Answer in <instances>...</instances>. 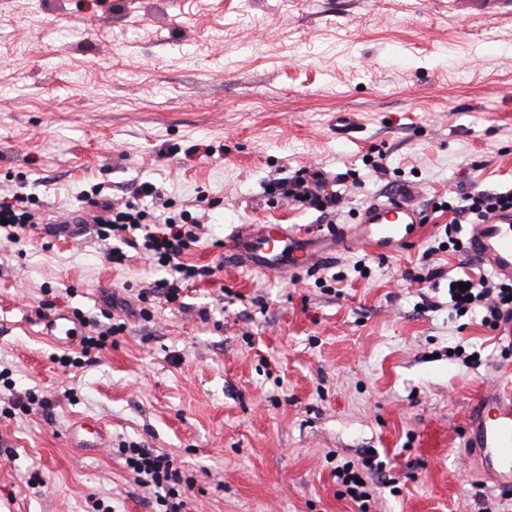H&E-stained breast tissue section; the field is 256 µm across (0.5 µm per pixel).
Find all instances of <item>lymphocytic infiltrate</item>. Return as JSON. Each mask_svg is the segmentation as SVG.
<instances>
[{
  "label": "lymphocytic infiltrate",
  "mask_w": 512,
  "mask_h": 512,
  "mask_svg": "<svg viewBox=\"0 0 512 512\" xmlns=\"http://www.w3.org/2000/svg\"><path fill=\"white\" fill-rule=\"evenodd\" d=\"M268 190L270 194L325 215L332 213L339 201L336 190L330 188L328 179L319 172L274 181L269 184ZM137 195V200L117 204L102 195L96 184L83 193L84 199L94 209L90 222L96 236L112 244L107 253L110 260H123L125 248L130 247L155 259L160 267L167 269V277L154 281L152 287L141 289L138 300L144 302L152 297H162L167 302H176L180 298L182 282L202 280L213 274L209 266H196L181 260L185 250L199 240L197 230L200 219L187 210L170 212L163 219H156L154 213L141 204L142 199L159 197L160 191L152 182L141 183ZM30 204L28 195L19 191L11 197L0 199V239L20 242L26 230L37 228L42 223V216L33 212ZM508 207L512 208V188L501 192L465 191L458 197L438 203V211L450 215L445 227L446 249L458 251L461 225L477 223ZM153 222L158 225L154 231L149 228ZM464 282V287L448 290V306L452 311L462 310L470 314L482 310V324L492 328L504 309H512V280L483 274L466 276ZM79 321L84 329L79 354H65L59 358L60 363L73 367L81 366L83 358L89 357L92 352L106 348L110 338L124 329L123 323L104 325L96 318L84 315L80 316ZM120 453L135 483L151 491L160 512H187V492L192 489L194 482L182 474L170 455L134 441L124 443ZM335 473L360 512H365L376 487L387 481L385 462L372 456L359 465L350 461L339 464Z\"/></svg>",
  "instance_id": "f902f5d3"
}]
</instances>
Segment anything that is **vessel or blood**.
<instances>
[{
  "label": "vessel or blood",
  "instance_id": "obj_1",
  "mask_svg": "<svg viewBox=\"0 0 512 512\" xmlns=\"http://www.w3.org/2000/svg\"><path fill=\"white\" fill-rule=\"evenodd\" d=\"M422 222L420 210L402 196L387 201L373 200L358 214L353 230L336 229L316 243H304L284 224H258L247 234L230 241L227 251L239 265L250 271L279 276L312 266L322 254L356 242L370 248L393 249L408 244L412 230ZM469 254L512 279V210L494 213L473 225ZM77 322L69 314L50 318L47 329L60 346L76 342ZM101 428H87L77 422L72 443L82 454L94 455L105 445ZM465 441L474 448L484 469L503 490L512 489V386L498 384L482 391L474 400L465 428Z\"/></svg>",
  "mask_w": 512,
  "mask_h": 512
}]
</instances>
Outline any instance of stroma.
<instances>
[{
  "mask_svg": "<svg viewBox=\"0 0 512 512\" xmlns=\"http://www.w3.org/2000/svg\"><path fill=\"white\" fill-rule=\"evenodd\" d=\"M377 154L384 172L353 185ZM305 168L337 181L330 220L266 191ZM145 181L154 214L202 216L183 259L215 273L126 315L83 367L55 363L45 319L99 316L165 269L132 248L109 262L77 225L0 241V406L52 403L0 416V512H153L128 441L193 476L190 512H360L334 469L373 451L397 488L367 512H496L464 427L512 381V345L449 310L462 258L439 250L433 206L512 187V0H0V195L60 222L90 185L122 202ZM410 189L426 221L399 251L354 245L284 277L224 260L248 225L311 242ZM428 267L441 278L413 281ZM459 344L481 366L449 358ZM83 418L107 432L98 455L69 444Z\"/></svg>",
  "mask_w": 512,
  "mask_h": 512,
  "instance_id": "obj_1",
  "label": "stroma"
}]
</instances>
